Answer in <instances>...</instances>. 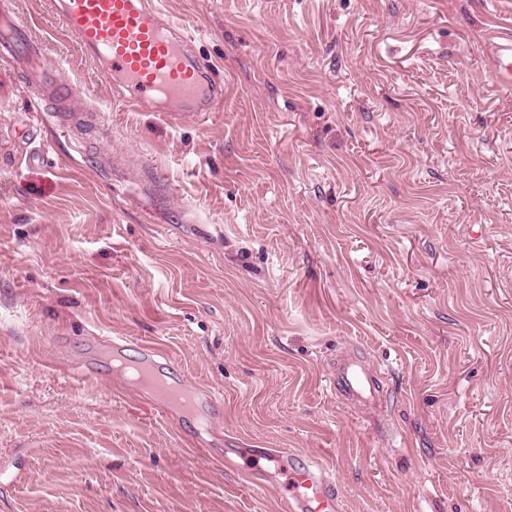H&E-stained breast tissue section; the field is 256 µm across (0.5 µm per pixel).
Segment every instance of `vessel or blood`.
<instances>
[{
    "mask_svg": "<svg viewBox=\"0 0 512 512\" xmlns=\"http://www.w3.org/2000/svg\"><path fill=\"white\" fill-rule=\"evenodd\" d=\"M63 32L73 38L94 65L104 70L127 105L167 113L208 112L222 99V86L192 56L190 41L165 28L157 11L144 0H60ZM491 78L501 89L512 88V30L491 25L485 31ZM0 59L23 70L31 88L56 96L65 89L62 70L47 60L42 41L32 38L27 19L0 14ZM336 393L365 406L377 404L380 386L364 358L346 353L336 370ZM157 411L168 416L174 402L196 403L198 389H154ZM264 460L265 468L246 471L255 488L286 482L284 512H342L341 496L330 470L314 458H289L280 448H228L225 468L237 460Z\"/></svg>",
    "mask_w": 512,
    "mask_h": 512,
    "instance_id": "obj_1",
    "label": "vessel or blood"
}]
</instances>
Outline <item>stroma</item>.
I'll list each match as a JSON object with an SVG mask.
<instances>
[{
    "mask_svg": "<svg viewBox=\"0 0 512 512\" xmlns=\"http://www.w3.org/2000/svg\"><path fill=\"white\" fill-rule=\"evenodd\" d=\"M154 2L213 111L123 105L8 0L72 99L0 62V512H283L230 437L324 461L344 512H512V91L483 52L512 0ZM113 336L218 406L119 394ZM348 345L380 406L337 398Z\"/></svg>",
    "mask_w": 512,
    "mask_h": 512,
    "instance_id": "1",
    "label": "stroma"
}]
</instances>
